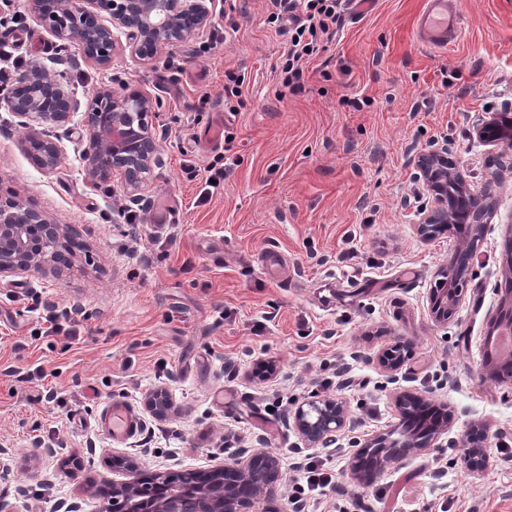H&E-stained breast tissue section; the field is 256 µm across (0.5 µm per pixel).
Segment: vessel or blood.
Returning a JSON list of instances; mask_svg holds the SVG:
<instances>
[{
  "label": "vessel or blood",
  "instance_id": "b4317fda",
  "mask_svg": "<svg viewBox=\"0 0 512 512\" xmlns=\"http://www.w3.org/2000/svg\"><path fill=\"white\" fill-rule=\"evenodd\" d=\"M415 30L419 41L431 49L441 52L454 49L464 36L460 0H422L415 17ZM100 420L115 440H129L138 430L132 408L122 401L107 405Z\"/></svg>",
  "mask_w": 512,
  "mask_h": 512
}]
</instances>
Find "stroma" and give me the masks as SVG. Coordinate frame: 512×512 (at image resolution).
<instances>
[{"label":"stroma","mask_w":512,"mask_h":512,"mask_svg":"<svg viewBox=\"0 0 512 512\" xmlns=\"http://www.w3.org/2000/svg\"><path fill=\"white\" fill-rule=\"evenodd\" d=\"M419 8L376 0L309 63L302 93L282 98L287 38L269 0H215L204 31L149 62L115 50L106 67L63 45L25 0H0L1 77L40 61L82 103L103 88L148 94L161 158L138 197L115 178L90 185L77 112L53 128L62 160L45 171L0 101V202L36 206L84 244L63 278H0L7 512H105L85 488L111 475L114 454L150 475L209 471L241 448L276 456L286 473L309 457L324 464L332 483L306 497V512H337L355 493L366 512H512V386L482 372L484 339L512 299V167L473 135L512 104V0H463L464 39L447 54L415 39ZM230 72L244 80L236 96L224 92ZM443 146L468 185L499 184L466 301L444 328L430 288L461 237L415 228L432 199L418 157ZM219 161L232 169L208 187ZM272 254L287 259L285 279L265 274ZM37 299L84 310L75 339L43 335ZM395 344L406 358L390 376L377 357ZM33 367L37 385L5 374ZM161 386L172 404L159 418L149 400ZM42 388L57 401L38 399ZM425 390L448 413L447 435L373 482L352 480L356 445L390 437L398 396ZM314 393L343 400L354 427L305 450L283 402ZM114 400L141 424L131 440L98 426ZM474 420L487 426L478 474L456 462Z\"/></svg>","instance_id":"1"}]
</instances>
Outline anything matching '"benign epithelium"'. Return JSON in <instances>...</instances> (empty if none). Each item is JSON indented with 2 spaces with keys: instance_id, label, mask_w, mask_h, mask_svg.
<instances>
[{
  "instance_id": "7a95c632",
  "label": "benign epithelium",
  "mask_w": 512,
  "mask_h": 512,
  "mask_svg": "<svg viewBox=\"0 0 512 512\" xmlns=\"http://www.w3.org/2000/svg\"><path fill=\"white\" fill-rule=\"evenodd\" d=\"M212 3L213 0H26V8L56 39L94 51L96 63L105 66L116 45L115 32L125 35V49L130 55L144 61L146 56L175 46L209 26ZM89 4L106 12L110 24L99 22L87 9ZM18 83L22 93L12 100V112L27 130V138L36 140L42 168L53 171L62 160V152L49 135L50 129L69 120L80 104L62 84L47 78L40 62L23 71ZM99 101L107 103L110 113L104 125L98 124L95 113V103ZM152 108V100L144 95L115 94L106 89L88 101L83 111L89 136L84 173L90 184L118 177L132 193L148 186L154 167L159 164L158 145L146 121ZM510 124L507 119L500 122L492 117L477 124L474 133L480 142L497 147L512 137V133L504 131ZM447 154L446 150L429 152L418 158L433 199L416 230L423 236L431 228L451 232L465 223L468 240L475 246L495 217V186L489 181L478 189L469 187L448 168ZM73 231L72 225L58 224L45 212L23 202L1 205L0 277L30 273L61 276L75 265L74 257L64 265L58 258ZM467 275L468 270L455 255L436 271L430 293L433 322L445 326L455 318L465 303L462 283ZM402 363L397 345L377 357V364L387 373L397 371ZM347 420L343 402L322 396H311L288 413V427L306 448L335 440L346 428ZM447 433V427L434 426L427 439L417 441L408 436L398 449L384 439L372 440L363 448H386L393 460L411 449L426 452L431 442ZM462 448L461 462L469 469L485 466L487 446L466 442ZM111 466L128 473L125 480L108 482L112 486V512H139L140 503L146 500L154 504V512H249L254 501L271 494L283 480L276 459L270 456L265 467L258 468L256 459L246 450L225 459L223 467L200 475L196 490L188 496L179 491L180 474L157 473L154 483L143 485L128 458L114 455Z\"/></svg>"
}]
</instances>
